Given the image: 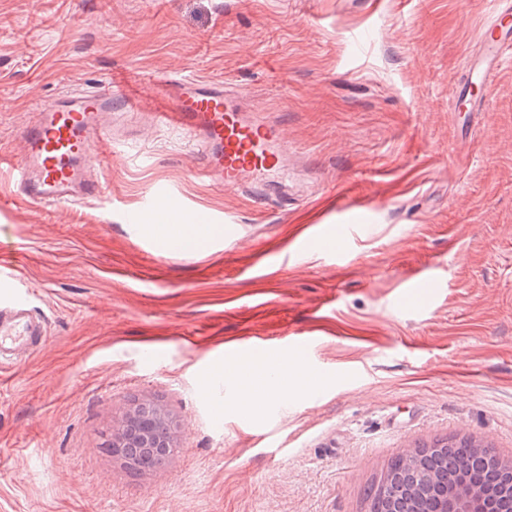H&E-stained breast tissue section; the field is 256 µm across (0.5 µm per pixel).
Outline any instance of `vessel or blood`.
Returning a JSON list of instances; mask_svg holds the SVG:
<instances>
[{
	"instance_id": "1",
	"label": "vessel or blood",
	"mask_w": 512,
	"mask_h": 512,
	"mask_svg": "<svg viewBox=\"0 0 512 512\" xmlns=\"http://www.w3.org/2000/svg\"><path fill=\"white\" fill-rule=\"evenodd\" d=\"M512 57V0H500L481 27L478 48L456 90L464 98L471 86L490 88L503 60ZM156 88L171 91V103L150 115L157 125L191 136L199 148L201 172L218 177L225 189L260 193L286 171L288 147L278 124L249 115L223 86L184 76L159 78ZM135 98L96 89L64 96L37 110L22 131L24 160L16 165L19 194L32 205H68L96 197L100 182L92 176L95 147L112 142V115L133 112ZM156 221L181 237L187 214L175 205L159 206ZM11 279L0 281V368L12 367L47 339V328L26 298L12 294Z\"/></svg>"
}]
</instances>
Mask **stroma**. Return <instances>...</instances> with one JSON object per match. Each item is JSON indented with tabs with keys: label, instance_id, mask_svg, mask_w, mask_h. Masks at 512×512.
I'll return each mask as SVG.
<instances>
[{
	"label": "stroma",
	"instance_id": "obj_1",
	"mask_svg": "<svg viewBox=\"0 0 512 512\" xmlns=\"http://www.w3.org/2000/svg\"><path fill=\"white\" fill-rule=\"evenodd\" d=\"M496 6L0 0V155L19 162L29 113L68 94L122 84L144 109L113 116L95 199L24 205L0 168V254L48 325L0 373V512H367L388 461L433 438L512 458V60L480 111L451 109ZM157 74L278 118L286 204L198 177L194 143L148 119ZM161 192L220 234L165 249ZM243 336L311 382L239 408L224 345ZM138 398L180 428L134 477L99 435Z\"/></svg>",
	"mask_w": 512,
	"mask_h": 512
}]
</instances>
